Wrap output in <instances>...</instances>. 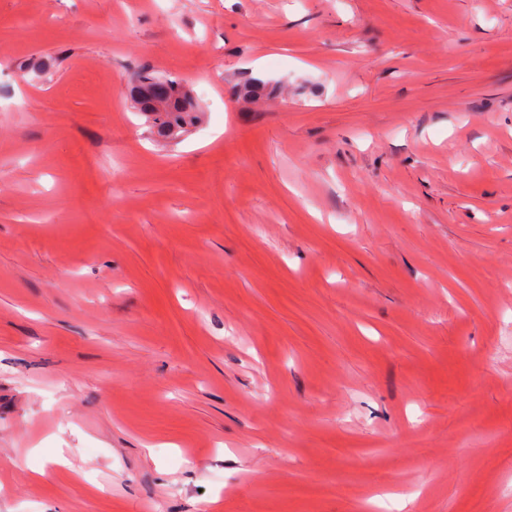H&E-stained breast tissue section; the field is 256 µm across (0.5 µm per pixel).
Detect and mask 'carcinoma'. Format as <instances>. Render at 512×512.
Masks as SVG:
<instances>
[{
  "mask_svg": "<svg viewBox=\"0 0 512 512\" xmlns=\"http://www.w3.org/2000/svg\"><path fill=\"white\" fill-rule=\"evenodd\" d=\"M271 92L272 87L260 81L237 88V95L243 99H260ZM130 97L150 129L167 140L180 138L201 119L197 102L181 91V82L148 71L138 76Z\"/></svg>",
  "mask_w": 512,
  "mask_h": 512,
  "instance_id": "1",
  "label": "carcinoma"
}]
</instances>
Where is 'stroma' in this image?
<instances>
[{
    "mask_svg": "<svg viewBox=\"0 0 512 512\" xmlns=\"http://www.w3.org/2000/svg\"><path fill=\"white\" fill-rule=\"evenodd\" d=\"M383 498L512 512V0H0V512ZM182 82L148 71L130 90L135 108L159 137L177 140L201 119L192 96L181 91Z\"/></svg>",
    "mask_w": 512,
    "mask_h": 512,
    "instance_id": "35a3bbf8",
    "label": "stroma"
}]
</instances>
